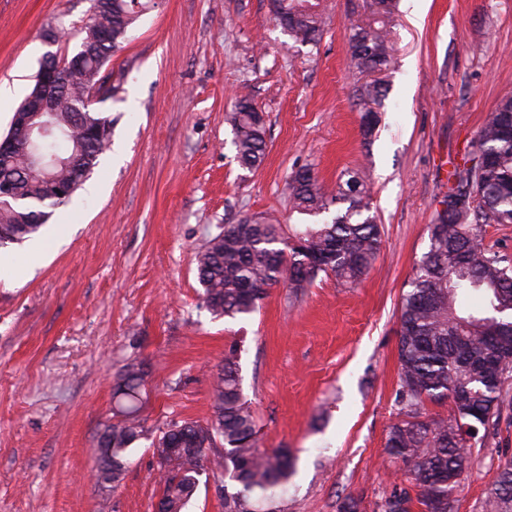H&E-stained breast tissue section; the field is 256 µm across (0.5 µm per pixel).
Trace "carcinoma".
Here are the masks:
<instances>
[{
	"mask_svg": "<svg viewBox=\"0 0 512 512\" xmlns=\"http://www.w3.org/2000/svg\"><path fill=\"white\" fill-rule=\"evenodd\" d=\"M155 0H91L82 41L89 49L74 65L64 59L53 108L31 113L32 130L15 122L11 135L32 141L31 149L0 158V176L12 199L0 204V247L38 237L55 210L82 188L111 142L112 121L74 106L121 47ZM371 23L350 28V64L363 73L381 71L393 60L385 22L396 0H372ZM288 36L310 43L321 27L319 0H272ZM109 42L99 41L101 32ZM379 84L361 93L364 113L380 103ZM235 157L245 168L262 161L265 120L243 97L230 113ZM474 146L489 164L476 172L458 164L448 175L452 201L428 227L427 250L416 262L399 311L398 401L412 419L391 427L386 448L401 459L425 512H454L452 495L471 462L479 430L489 427L507 401L503 386L512 377V261L484 244L483 225L512 224V96L503 97L478 131ZM61 196L49 198V190ZM288 193L300 214L319 215L347 203L331 219L283 225L244 220L226 224L195 255L203 305L230 319L256 312L270 289L284 285L297 295L321 273L355 284L369 271L381 246L370 193L351 175L329 192L308 167L295 171ZM148 367L132 360L115 374L116 421L104 426L95 474L117 487L145 435L141 418ZM211 415L200 423L168 422L152 438L157 484L167 512H190L202 476L229 480L224 512H278L282 492L295 473L286 448L260 446L250 402L243 393L237 350L230 348L213 376ZM426 400L450 403L448 416L420 420ZM181 448L177 456L169 449ZM411 497L394 490L385 512H409ZM485 512H512V460L499 466L488 487Z\"/></svg>",
	"mask_w": 512,
	"mask_h": 512,
	"instance_id": "obj_1",
	"label": "carcinoma"
}]
</instances>
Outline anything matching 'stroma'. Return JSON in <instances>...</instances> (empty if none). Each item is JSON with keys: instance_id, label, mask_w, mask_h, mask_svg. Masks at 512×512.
I'll return each instance as SVG.
<instances>
[{"instance_id": "obj_1", "label": "stroma", "mask_w": 512, "mask_h": 512, "mask_svg": "<svg viewBox=\"0 0 512 512\" xmlns=\"http://www.w3.org/2000/svg\"><path fill=\"white\" fill-rule=\"evenodd\" d=\"M89 0H0V138L46 55H71ZM371 0H324L317 43L293 42L269 0H155L106 65L115 94L97 109L112 140L72 201L43 227L33 273L0 280V512H154L149 440L122 484L96 482L98 437L115 409L113 379L148 363L147 426L205 421L211 374L240 350L243 390L267 448L296 461L286 512H382L406 465L386 448L405 420L398 316L448 173L487 115L512 95V0H400L394 58L349 66L351 25ZM65 28L50 41L47 30ZM382 85L364 134L358 98ZM249 96L266 123L262 163L242 168L225 115ZM370 190L380 252L361 282L319 275L298 298L271 289L232 320L203 306L194 254L224 225L270 217L308 224L288 195L293 171ZM512 459V401L472 450L455 512H483Z\"/></svg>"}]
</instances>
